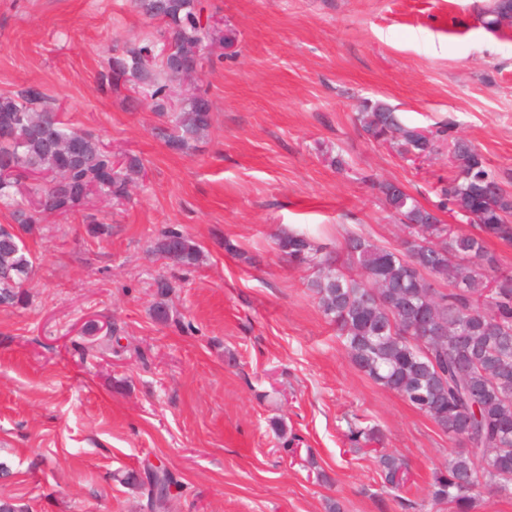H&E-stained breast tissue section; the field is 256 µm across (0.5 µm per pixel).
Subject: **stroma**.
Wrapping results in <instances>:
<instances>
[{
    "mask_svg": "<svg viewBox=\"0 0 512 512\" xmlns=\"http://www.w3.org/2000/svg\"><path fill=\"white\" fill-rule=\"evenodd\" d=\"M232 50L181 83L212 105L190 149L158 134L131 87L101 78L112 55L164 25L134 0H0V94L42 89L72 127L143 171L123 205L105 196L46 216L24 239L27 295L0 307V498L26 512H151L126 482L165 464L168 512H452L427 496L458 449L435 422L351 363L318 307L311 269L274 238L348 234L399 248L377 185L435 207L453 168L370 139L358 114L381 101L409 126L471 141L512 191V24L487 30L494 0H209ZM342 157L343 169L332 165ZM189 235L201 261L155 253ZM172 289L154 319L155 281ZM108 326L96 349L88 324ZM380 443L351 442L350 424ZM406 463L386 488L376 456Z\"/></svg>",
    "mask_w": 512,
    "mask_h": 512,
    "instance_id": "stroma-1",
    "label": "stroma"
}]
</instances>
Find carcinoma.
Masks as SVG:
<instances>
[{"label": "carcinoma", "instance_id": "cac0c4a2", "mask_svg": "<svg viewBox=\"0 0 512 512\" xmlns=\"http://www.w3.org/2000/svg\"><path fill=\"white\" fill-rule=\"evenodd\" d=\"M149 18L165 24L164 40L148 42L109 58L103 81L113 90L129 83L142 89L157 112L167 109L171 87L188 77L178 61L203 65L207 46L232 44L220 34L213 14L203 15L202 0H136ZM512 15V0H495L484 17L498 28ZM34 87L16 96H0V125L11 134L0 138V205L21 217L0 224V305L23 295L33 261L23 235L37 216L67 213L95 194L128 197L142 171L138 158L116 161L94 134L71 128L56 112L41 107ZM362 130L374 141L389 143L399 155L439 153L449 144L455 175L442 189L436 211L465 217L473 227L455 230L419 205L392 182L379 184L387 207L401 216L404 249L391 250L351 234L344 239L347 260L359 273L322 256L323 247L301 233L277 238L278 250L296 266L315 269L310 288L319 307L344 337L351 363L379 386L393 391L454 437L470 428L472 447L456 453L435 472L428 496L456 512H470L474 497L466 478L512 494V271L499 267L486 247L494 237L512 246V194L490 173L483 155L467 140L448 138L445 127L425 141L404 124L396 110L377 101L359 113ZM211 123V102L202 94L184 99L175 131L165 135L173 149L184 150ZM155 250L181 265L200 260L196 244L181 232L167 231ZM444 281L441 291L433 283ZM425 322L432 335L409 332ZM385 486L399 490L408 468L399 458L377 460Z\"/></svg>", "mask_w": 512, "mask_h": 512}]
</instances>
